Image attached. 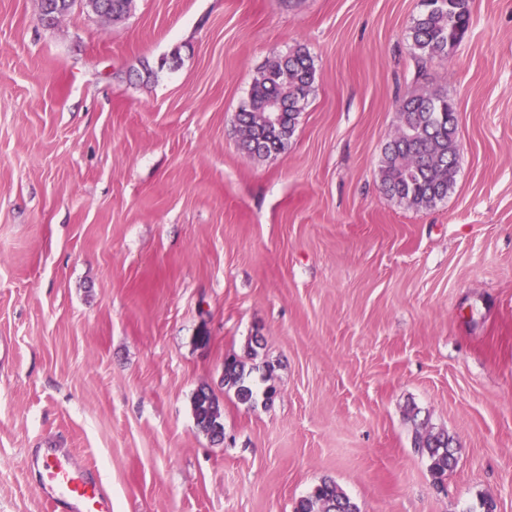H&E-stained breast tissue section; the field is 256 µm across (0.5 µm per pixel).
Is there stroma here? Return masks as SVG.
<instances>
[{
    "instance_id": "1",
    "label": "stroma",
    "mask_w": 512,
    "mask_h": 512,
    "mask_svg": "<svg viewBox=\"0 0 512 512\" xmlns=\"http://www.w3.org/2000/svg\"><path fill=\"white\" fill-rule=\"evenodd\" d=\"M421 10L132 0L48 26L0 0V512H48L35 448L94 467L113 512H294L325 479L360 512H512V0H471L423 68ZM298 48L294 134L250 157L239 107ZM409 92L458 112L427 208L380 183ZM420 426L457 450L442 485ZM224 385L235 389L238 400L243 404L251 403L253 388L247 381L244 364L236 358L224 361ZM214 401V398L209 392H207L205 388H201L196 393L194 399V413L197 426L217 438L218 433L215 431L216 427L222 429V437L224 428L220 421L221 413ZM215 411H218L217 417H215Z\"/></svg>"
}]
</instances>
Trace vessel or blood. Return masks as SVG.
<instances>
[{"mask_svg":"<svg viewBox=\"0 0 512 512\" xmlns=\"http://www.w3.org/2000/svg\"><path fill=\"white\" fill-rule=\"evenodd\" d=\"M42 490L53 512H112V499L96 474L60 448L38 457Z\"/></svg>","mask_w":512,"mask_h":512,"instance_id":"b4317fda","label":"vessel or blood"}]
</instances>
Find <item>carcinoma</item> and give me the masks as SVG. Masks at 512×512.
I'll return each mask as SVG.
<instances>
[{
	"label": "carcinoma",
	"mask_w": 512,
	"mask_h": 512,
	"mask_svg": "<svg viewBox=\"0 0 512 512\" xmlns=\"http://www.w3.org/2000/svg\"><path fill=\"white\" fill-rule=\"evenodd\" d=\"M426 10L414 21L409 36L416 58L426 63L449 55L470 20L469 0H425ZM314 63L309 52L298 48L278 57L254 79L247 99L237 113L240 149L255 158L268 159L288 147L304 101L313 83ZM278 101L284 116L269 126L265 113ZM399 126L387 144L380 169L385 193L410 207H428L448 195L454 183L459 156L457 115L454 104L441 95L411 93L399 100ZM224 385L235 389L243 404L252 402L253 388L244 364L224 361ZM197 426L217 436L222 426L215 415L214 398L200 389L194 399ZM414 447L430 460L432 476L439 480L454 464L447 434L416 430ZM295 512H359L358 506L331 480L300 499Z\"/></svg>",
	"instance_id": "1"
}]
</instances>
